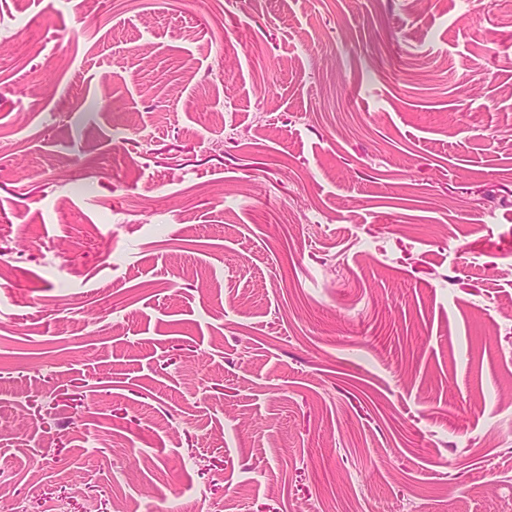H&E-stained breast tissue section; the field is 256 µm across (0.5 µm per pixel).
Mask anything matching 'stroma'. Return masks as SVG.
<instances>
[{"label": "stroma", "mask_w": 512, "mask_h": 512, "mask_svg": "<svg viewBox=\"0 0 512 512\" xmlns=\"http://www.w3.org/2000/svg\"><path fill=\"white\" fill-rule=\"evenodd\" d=\"M512 512V0H0L12 512Z\"/></svg>", "instance_id": "stroma-1"}]
</instances>
